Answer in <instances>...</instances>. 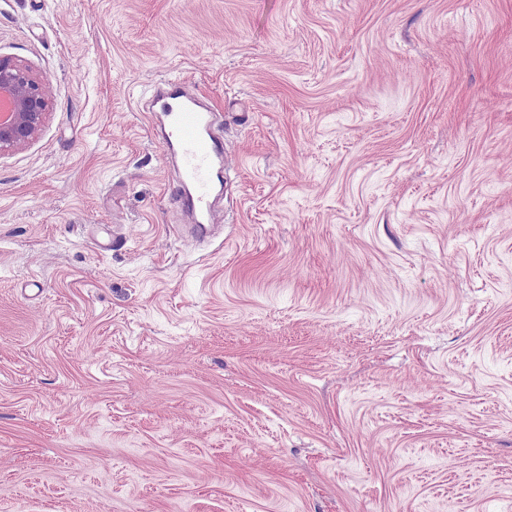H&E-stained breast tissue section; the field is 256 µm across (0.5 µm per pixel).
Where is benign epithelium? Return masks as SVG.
<instances>
[{
    "label": "benign epithelium",
    "mask_w": 512,
    "mask_h": 512,
    "mask_svg": "<svg viewBox=\"0 0 512 512\" xmlns=\"http://www.w3.org/2000/svg\"><path fill=\"white\" fill-rule=\"evenodd\" d=\"M0 157L33 142L50 114V101L41 79L21 61L0 54Z\"/></svg>",
    "instance_id": "obj_1"
}]
</instances>
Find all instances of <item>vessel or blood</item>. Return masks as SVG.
<instances>
[{"label":"vessel or blood","mask_w":512,"mask_h":512,"mask_svg":"<svg viewBox=\"0 0 512 512\" xmlns=\"http://www.w3.org/2000/svg\"><path fill=\"white\" fill-rule=\"evenodd\" d=\"M153 102L168 120L163 148L167 155L180 160V177L188 191V209L195 218L214 224L215 163L222 155L213 135L217 114L202 107L187 83L179 79L165 81Z\"/></svg>","instance_id":"b4317fda"}]
</instances>
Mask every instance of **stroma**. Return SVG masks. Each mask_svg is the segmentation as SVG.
I'll list each match as a JSON object with an SVG mask.
<instances>
[{"label": "stroma", "instance_id": "obj_1", "mask_svg": "<svg viewBox=\"0 0 512 512\" xmlns=\"http://www.w3.org/2000/svg\"><path fill=\"white\" fill-rule=\"evenodd\" d=\"M0 54L52 103L0 158V512H512V0H0ZM165 87V89H160ZM156 92V94H155ZM155 94V95H154ZM153 102L166 113L168 129L164 127L163 148L167 155L178 156L180 177L188 191V209L197 226L214 225L213 191L216 170L222 149L213 130L218 111L202 107L186 82L169 79L158 86Z\"/></svg>", "mask_w": 512, "mask_h": 512}]
</instances>
